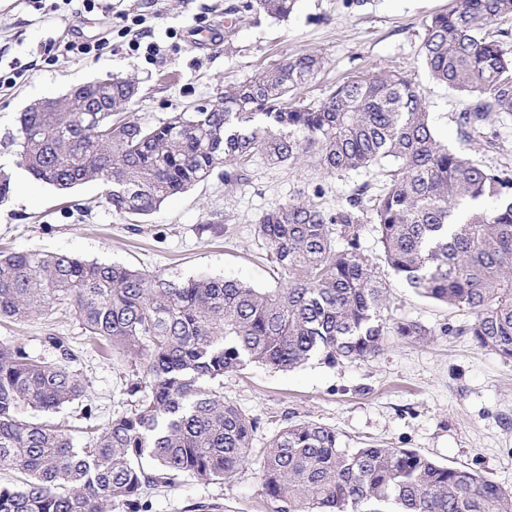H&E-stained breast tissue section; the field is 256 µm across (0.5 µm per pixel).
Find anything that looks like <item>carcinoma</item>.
Masks as SVG:
<instances>
[{
	"label": "carcinoma",
	"mask_w": 512,
	"mask_h": 512,
	"mask_svg": "<svg viewBox=\"0 0 512 512\" xmlns=\"http://www.w3.org/2000/svg\"><path fill=\"white\" fill-rule=\"evenodd\" d=\"M294 0L246 8L284 18ZM512 15V0H454L431 17L420 54L436 82L466 95L461 133L482 134L494 114H512V53L483 34ZM323 58L302 54L263 70L210 108L159 125L112 119L134 105L132 80L87 82L59 97L57 112L25 109L19 165L59 190L106 187L118 215L145 217L170 196L226 167L246 178L261 156L292 163L314 153L329 175L385 159L387 186L359 185L336 209L290 199L259 221L273 290L235 279L185 281L115 263L33 250L0 254V319L23 320L62 305L84 330L142 361L143 393L77 448L62 429L22 416L56 411L86 394L62 336L46 362L0 342V512H148L145 489L183 476L221 482L253 464L255 420L224 400V373L251 363L282 370L319 356L334 364L379 354L388 336L435 334L388 316V285L363 253L374 226L384 263L418 295L469 318L457 330L512 360V170L487 168L436 138L423 90L396 73L348 80L319 103L297 89ZM258 462L275 512H512V489L477 470L444 465L410 448H346L328 427L301 422L275 434Z\"/></svg>",
	"instance_id": "cac0c4a2"
}]
</instances>
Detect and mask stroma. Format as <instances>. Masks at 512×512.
I'll use <instances>...</instances> for the list:
<instances>
[{"mask_svg":"<svg viewBox=\"0 0 512 512\" xmlns=\"http://www.w3.org/2000/svg\"><path fill=\"white\" fill-rule=\"evenodd\" d=\"M246 0H112L109 12L72 14L64 0L42 10L22 0H0V68L21 65L15 85L0 88V169L25 181L23 195L0 204V249L67 253L89 261L120 262L179 280L208 275L254 288L277 285L258 229L267 210L290 199L336 208L359 184L381 189L379 167L327 175L307 156L285 165L255 159L246 180L220 177L168 198L132 223L114 214L105 189L88 182L63 192L27 178L18 165V118L30 103L58 97L71 87L107 76L135 79L140 93L135 118L158 124L171 113L215 105L225 93L286 57L321 55L324 66L304 91L326 98L336 85L371 72H398L422 88L438 140L481 165L512 167V115L491 116L480 137L460 134L455 116L466 98L429 77L420 54L425 23L449 10L453 0H367L356 9L346 0H296L288 18L258 16ZM143 16V43H156L158 61L129 51L119 31L126 17ZM211 27L215 42L192 46L188 33ZM104 39L97 59L65 52L77 38ZM223 214L220 229L208 228ZM361 244L378 278L391 288L390 313L422 322L434 334L411 344L388 337L383 351L335 365L313 359L291 371L251 364L226 372L224 398L257 422L253 453L292 423L335 429L343 444L413 448L443 464L478 470L512 488V361L479 350L469 337L445 336L461 312L417 296L382 261L375 232L364 228ZM67 337L70 368L87 385L84 399L56 412L25 409L38 422L67 426L75 446L90 427L131 411L138 402L130 386L143 376L140 364L121 353L102 354L75 316L55 310L26 321L0 322V340L21 344L34 356L59 360L45 344L48 334ZM150 512H192L195 504H219L224 512H275L255 469L231 480L203 483L184 478L148 490Z\"/></svg>","mask_w":512,"mask_h":512,"instance_id":"35a3bbf8","label":"stroma"}]
</instances>
